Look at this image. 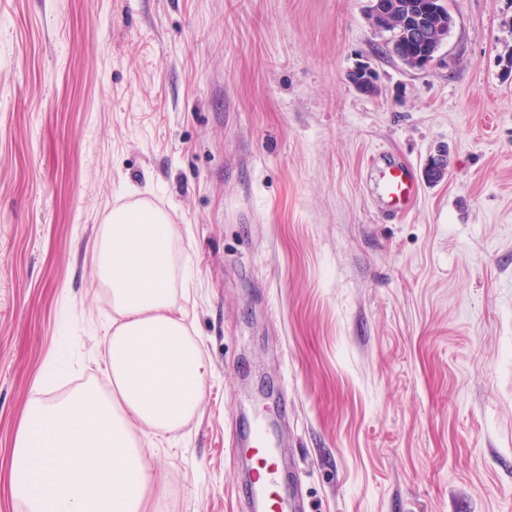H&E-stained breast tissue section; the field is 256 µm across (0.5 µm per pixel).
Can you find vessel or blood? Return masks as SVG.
<instances>
[{
	"mask_svg": "<svg viewBox=\"0 0 512 512\" xmlns=\"http://www.w3.org/2000/svg\"><path fill=\"white\" fill-rule=\"evenodd\" d=\"M378 208L384 218L404 213L417 199L418 182L412 171L398 162L377 167ZM250 449L245 484L249 512H298L289 489V474L282 454L262 423H255L236 438Z\"/></svg>",
	"mask_w": 512,
	"mask_h": 512,
	"instance_id": "1",
	"label": "vessel or blood"
}]
</instances>
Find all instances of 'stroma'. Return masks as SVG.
I'll return each instance as SVG.
<instances>
[{"label": "stroma", "mask_w": 512, "mask_h": 512, "mask_svg": "<svg viewBox=\"0 0 512 512\" xmlns=\"http://www.w3.org/2000/svg\"><path fill=\"white\" fill-rule=\"evenodd\" d=\"M447 3L415 70L366 0H0V512L29 402L110 389L95 243L135 197L210 368L152 512H247L256 415L305 512H512V0ZM378 153L420 187L394 220Z\"/></svg>", "instance_id": "obj_1"}]
</instances>
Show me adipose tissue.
<instances>
[{
    "mask_svg": "<svg viewBox=\"0 0 512 512\" xmlns=\"http://www.w3.org/2000/svg\"><path fill=\"white\" fill-rule=\"evenodd\" d=\"M168 216L135 202L112 215L97 245L112 292L103 357L111 395L86 387L31 402L14 440L9 489L26 512H145L153 471L143 439L179 430L208 375L175 309Z\"/></svg>",
    "mask_w": 512,
    "mask_h": 512,
    "instance_id": "1",
    "label": "adipose tissue"
}]
</instances>
